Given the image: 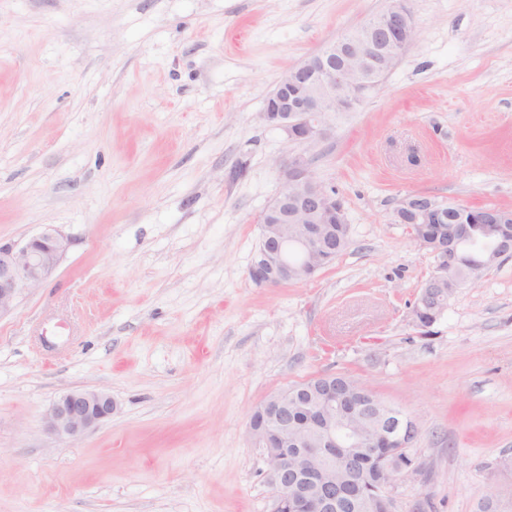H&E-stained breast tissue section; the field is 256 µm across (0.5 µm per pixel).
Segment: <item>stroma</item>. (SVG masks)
Segmentation results:
<instances>
[{
  "label": "stroma",
  "instance_id": "35a3bbf8",
  "mask_svg": "<svg viewBox=\"0 0 512 512\" xmlns=\"http://www.w3.org/2000/svg\"><path fill=\"white\" fill-rule=\"evenodd\" d=\"M386 0H0V240L74 243L0 317V512H273L253 409L324 373L420 426L398 512L512 498V255L412 323L434 260L392 221L425 194L512 210V0H410L415 41L321 141L266 124L277 80ZM335 189L350 245L250 280L279 161ZM112 417L47 432L51 402ZM114 410L110 394L74 389L52 401L45 414V426L61 438H76L111 418Z\"/></svg>",
  "mask_w": 512,
  "mask_h": 512
}]
</instances>
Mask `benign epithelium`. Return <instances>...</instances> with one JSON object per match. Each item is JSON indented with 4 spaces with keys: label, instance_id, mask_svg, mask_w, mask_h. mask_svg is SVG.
<instances>
[{
    "label": "benign epithelium",
    "instance_id": "obj_1",
    "mask_svg": "<svg viewBox=\"0 0 512 512\" xmlns=\"http://www.w3.org/2000/svg\"><path fill=\"white\" fill-rule=\"evenodd\" d=\"M415 37L409 0H387L379 14L282 75L265 101L264 120L293 142L327 138L331 118L356 111ZM279 172V191L261 214L260 243L248 268L253 282L271 287L319 270L332 251L325 225L347 223L335 191L318 181L309 157L292 154ZM394 221L512 224V210L408 195L398 202ZM417 240L436 262L413 310L415 327L425 332L442 314L430 305V294L448 280L464 240L444 243L430 231ZM72 245L73 238L52 224L22 243L0 241V316L27 290L46 282ZM293 251L299 255L296 263L289 258ZM511 253L502 242L487 247L484 267ZM321 379L315 389L276 392L250 416L249 437L267 457L274 512H397V482L419 471L407 453L419 435L417 421L389 408L369 416L359 407L368 391L339 389L334 374ZM114 410L110 394L74 389L52 401L45 426L61 438H76ZM479 504L512 512V500H504L494 486Z\"/></svg>",
    "mask_w": 512,
    "mask_h": 512
}]
</instances>
